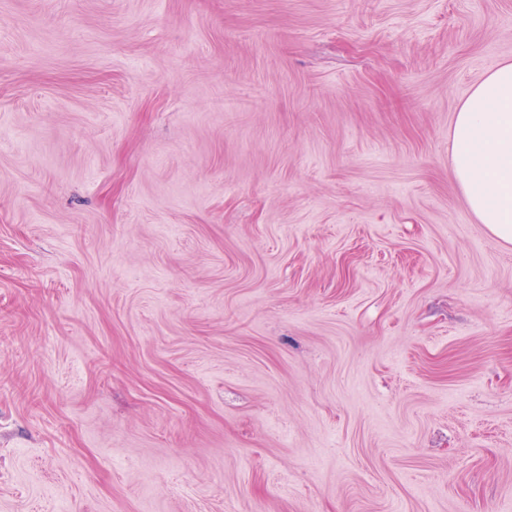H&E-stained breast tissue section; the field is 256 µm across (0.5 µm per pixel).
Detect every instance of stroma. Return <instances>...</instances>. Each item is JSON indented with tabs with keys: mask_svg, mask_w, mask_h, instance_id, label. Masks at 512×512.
Instances as JSON below:
<instances>
[{
	"mask_svg": "<svg viewBox=\"0 0 512 512\" xmlns=\"http://www.w3.org/2000/svg\"><path fill=\"white\" fill-rule=\"evenodd\" d=\"M504 62L512 0H0V512H512ZM450 160L471 212L512 243V62L489 72L456 112Z\"/></svg>",
	"mask_w": 512,
	"mask_h": 512,
	"instance_id": "1",
	"label": "stroma"
}]
</instances>
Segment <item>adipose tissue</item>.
<instances>
[{
	"mask_svg": "<svg viewBox=\"0 0 512 512\" xmlns=\"http://www.w3.org/2000/svg\"><path fill=\"white\" fill-rule=\"evenodd\" d=\"M450 160L471 212L512 243V62L489 72L459 107Z\"/></svg>",
	"mask_w": 512,
	"mask_h": 512,
	"instance_id": "ef3b65f1",
	"label": "adipose tissue"
}]
</instances>
